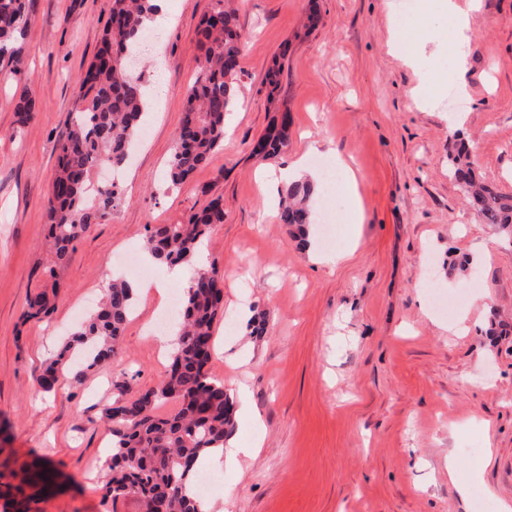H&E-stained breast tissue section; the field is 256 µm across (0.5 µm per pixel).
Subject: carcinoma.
I'll return each mask as SVG.
<instances>
[{
	"label": "carcinoma",
	"instance_id": "carcinoma-1",
	"mask_svg": "<svg viewBox=\"0 0 512 512\" xmlns=\"http://www.w3.org/2000/svg\"><path fill=\"white\" fill-rule=\"evenodd\" d=\"M31 0H0V61L17 74L24 63V46ZM157 0H112L101 47L80 80L76 121L58 146L57 170L45 203L53 250L50 269L68 265L75 243L95 220L121 201L118 184L100 186L88 197L96 168L122 170L141 136L151 97L145 73L131 68L132 54L144 32L154 24ZM202 54L188 103L175 134L169 160L173 187L186 182L223 146L226 115L238 105L241 33L236 11L214 0L200 23ZM253 152L270 156L288 145V113L273 121L257 139ZM453 177L470 208L486 224L512 238V195L486 185L461 141L449 154ZM314 186L293 181L282 193L280 221L302 235L314 223L310 204ZM224 223L222 198L211 199L184 224H154L147 228L145 249L157 263L191 266L211 230ZM134 308L131 288L114 280L103 291L99 308L66 342L56 359L37 378L44 393L60 387V371L75 350L83 359L69 373L73 385L119 356L120 336ZM53 311L45 291L28 296L24 316L41 321ZM224 317V274L216 265L195 270L181 303L178 346L158 381L141 388L128 379L113 383L112 395L100 411V422L112 437L109 474L103 497L127 494L143 499L146 512H199L195 485L203 453L224 445L235 430L234 404L224 382L210 373L214 359V325ZM166 415L158 408L170 401Z\"/></svg>",
	"mask_w": 512,
	"mask_h": 512
}]
</instances>
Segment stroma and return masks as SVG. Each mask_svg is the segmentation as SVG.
<instances>
[{
	"instance_id": "1",
	"label": "stroma",
	"mask_w": 512,
	"mask_h": 512,
	"mask_svg": "<svg viewBox=\"0 0 512 512\" xmlns=\"http://www.w3.org/2000/svg\"><path fill=\"white\" fill-rule=\"evenodd\" d=\"M166 3L168 22L143 61L164 91L152 98L122 201L58 269L43 322L23 314L46 282L44 201L112 0H34L24 67L0 73V484L22 485L24 470L45 458L59 487L33 502L34 512H144L137 497H102L111 439L88 389L159 379L168 363L152 327L159 307L135 304L121 357L85 385L44 396L36 379L146 225L184 223L219 197L224 222L203 249L224 272L234 332L210 372L231 396L246 395L234 438L259 448L237 468L202 465L200 481L216 485L210 501L222 512H475L479 497L512 503V239L470 210L448 163L462 137L484 181L512 194V0H458L474 32L461 109L441 101L429 72L434 57L447 56V37L411 55L394 51L426 24L399 0H232L243 34L233 133L178 188L167 183V165L213 0ZM313 6L321 22L309 29ZM277 60L283 73L271 101L263 80ZM427 84L430 101L414 102L413 89ZM24 91L37 110L21 127L15 103ZM284 110L287 147L253 154ZM317 155L350 161L364 209L352 224L340 208L324 209L323 194L313 197L314 234L324 237L328 215L352 246L335 265L314 262L280 223L281 194L258 174ZM423 273L457 300L454 311L428 301ZM239 307L265 311L266 336H248Z\"/></svg>"
}]
</instances>
